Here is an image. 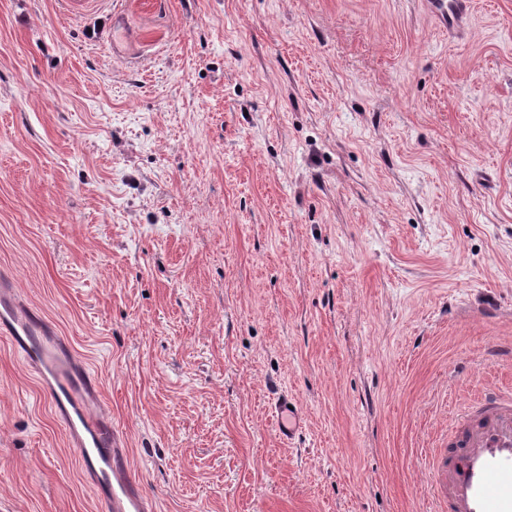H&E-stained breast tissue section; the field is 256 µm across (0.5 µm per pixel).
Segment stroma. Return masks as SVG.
Wrapping results in <instances>:
<instances>
[{"label": "stroma", "mask_w": 512, "mask_h": 512, "mask_svg": "<svg viewBox=\"0 0 512 512\" xmlns=\"http://www.w3.org/2000/svg\"><path fill=\"white\" fill-rule=\"evenodd\" d=\"M0 276L157 512H430L512 391V0H0ZM0 512H102L4 337ZM426 2L430 12L445 28H454L469 12L471 6L470 0H427ZM278 422L280 433L289 440L293 439L300 428V414L297 406L291 400L284 399L279 403Z\"/></svg>", "instance_id": "obj_1"}]
</instances>
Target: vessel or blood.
Instances as JSON below:
<instances>
[{
	"mask_svg": "<svg viewBox=\"0 0 512 512\" xmlns=\"http://www.w3.org/2000/svg\"><path fill=\"white\" fill-rule=\"evenodd\" d=\"M430 12L456 26L471 0H427ZM0 332L25 367L41 379L60 420L109 512H154L129 473L128 457L111 417L101 406L99 383L64 338L0 280ZM279 429L291 438L300 428L297 406L279 404ZM428 469L437 484L433 512H512V393L486 390L459 415L447 447L431 449Z\"/></svg>",
	"mask_w": 512,
	"mask_h": 512,
	"instance_id": "b4317fda",
	"label": "vessel or blood"
}]
</instances>
